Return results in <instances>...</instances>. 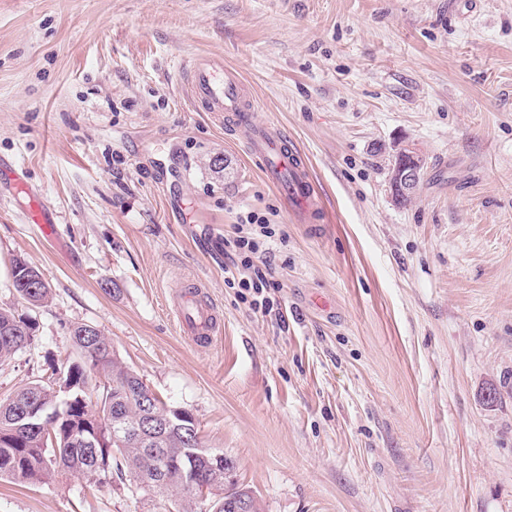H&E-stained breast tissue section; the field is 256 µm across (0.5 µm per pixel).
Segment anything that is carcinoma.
<instances>
[{
	"mask_svg": "<svg viewBox=\"0 0 512 512\" xmlns=\"http://www.w3.org/2000/svg\"><path fill=\"white\" fill-rule=\"evenodd\" d=\"M12 286L31 307L42 305L51 294L49 282L21 256L12 261ZM35 337L30 318L0 308V362L26 350ZM70 338L78 359L49 364V376L0 399V480L35 485L78 473L101 481L115 466L128 471L135 488L169 501L174 512H217L224 500V464L207 454L193 455L201 447L193 415L166 406L156 396L144 397L148 386L143 378L124 365L98 329L76 324ZM59 373L69 390L54 388ZM92 374L100 378L94 397L86 392ZM33 406L54 415L51 429L26 416ZM155 418L169 419V427L157 437H142L140 423ZM89 437L92 447L86 444ZM176 459L195 470L207 486V496L183 488L177 480ZM162 469L169 473L166 482L158 479Z\"/></svg>",
	"mask_w": 512,
	"mask_h": 512,
	"instance_id": "cac0c4a2",
	"label": "carcinoma"
}]
</instances>
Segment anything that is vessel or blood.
Instances as JSON below:
<instances>
[{"instance_id":"vessel-or-blood-1","label":"vessel or blood","mask_w":512,"mask_h":512,"mask_svg":"<svg viewBox=\"0 0 512 512\" xmlns=\"http://www.w3.org/2000/svg\"><path fill=\"white\" fill-rule=\"evenodd\" d=\"M187 83L195 110L230 124L243 137L266 180L283 187L292 210L305 222H312L320 204L306 162L289 147L287 136L276 124L255 123L256 100L245 96L241 82L225 68L223 60H198L187 72ZM174 314L182 333L196 347L211 348L223 334V325L203 282H195L176 295Z\"/></svg>"}]
</instances>
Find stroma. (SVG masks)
<instances>
[{
	"mask_svg": "<svg viewBox=\"0 0 512 512\" xmlns=\"http://www.w3.org/2000/svg\"><path fill=\"white\" fill-rule=\"evenodd\" d=\"M208 56L304 156L316 222L195 111ZM402 145L425 174L400 205ZM250 212L275 232L267 313L224 284ZM18 255L51 286L39 307ZM194 277L224 318L206 353L172 311ZM0 307L37 325L1 399L94 326L259 512H512V0H0ZM170 508L117 474L0 480V512ZM12 286L19 299L31 307L42 305L51 294L49 282L21 256L12 261Z\"/></svg>",
	"mask_w": 512,
	"mask_h": 512,
	"instance_id": "35a3bbf8",
	"label": "stroma"
}]
</instances>
